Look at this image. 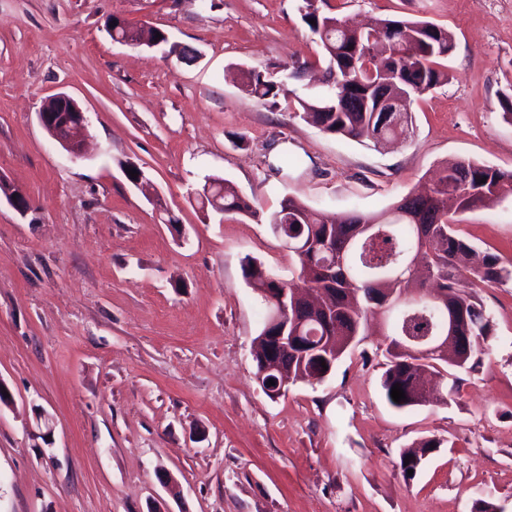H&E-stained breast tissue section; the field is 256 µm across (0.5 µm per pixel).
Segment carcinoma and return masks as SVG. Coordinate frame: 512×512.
Instances as JSON below:
<instances>
[{"mask_svg": "<svg viewBox=\"0 0 512 512\" xmlns=\"http://www.w3.org/2000/svg\"><path fill=\"white\" fill-rule=\"evenodd\" d=\"M326 0H300L298 11L322 48L324 64L322 86L305 88L295 95L300 117L322 132L346 139H366L379 145L388 137L410 134V113L405 123L396 124L379 104L376 89L384 87L391 97L413 100L448 83V69L441 61L456 49L454 34L447 28L419 19H375L364 27L352 25L340 14L323 8ZM315 24H310L309 20ZM114 27L107 28L131 46L143 42L166 44L167 37L156 38V30L129 26L111 16ZM317 64L302 62L280 77L270 72L246 69L242 90L257 99L276 98L287 81L300 82ZM486 182H480V179ZM512 194V171L505 172L470 160H454L439 171L433 187L422 198L421 206L432 216L431 236L420 237L418 224L400 215L401 197L380 213L349 212L334 220L313 211L303 203L284 199L270 224L288 220V240L300 244L295 252L296 279L284 280L247 258L242 266L246 283L258 294L276 288L293 289L297 283L326 290L324 303L336 318V328L323 327L324 315L301 327L288 321V335L300 333L320 355L290 357L283 366L269 357L256 355V377L268 395L275 387L268 380L282 378L288 370L291 381L311 380L325 373L322 365H334L360 335L369 318L382 315L389 336L417 339L406 350L389 341L387 369L381 388L387 403L398 410L423 404L419 386L436 387V399L446 401L441 391L445 379L441 367L471 371L488 349L493 324L474 288L512 280V269L499 264L493 255L484 254L457 234L448 217V200L457 210L490 206ZM206 203L200 208L216 212L239 213L253 218L259 212L244 197L230 188L226 180H210ZM423 253L424 269L411 268L410 261ZM453 306L464 327V346L444 352L426 350L422 339L446 331L448 306ZM403 389L406 399L396 403L391 397L394 385ZM444 440L429 437L401 450L399 463L403 477L407 470L418 472V461L443 445ZM409 463H403V460Z\"/></svg>", "mask_w": 512, "mask_h": 512, "instance_id": "carcinoma-1", "label": "carcinoma"}]
</instances>
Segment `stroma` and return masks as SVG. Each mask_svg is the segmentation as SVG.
Wrapping results in <instances>:
<instances>
[{"label":"stroma","mask_w":512,"mask_h":512,"mask_svg":"<svg viewBox=\"0 0 512 512\" xmlns=\"http://www.w3.org/2000/svg\"><path fill=\"white\" fill-rule=\"evenodd\" d=\"M299 0H0V512H512V280L477 295L489 353L447 402L390 407L385 332L369 323L319 383L266 395L254 340L265 309L242 275L297 259L272 230L283 198L380 212L444 162L512 171V0H328L353 20L448 28L449 80L412 104L406 139L373 147L245 94L239 72L288 70L319 48ZM117 15L169 37L113 41ZM195 53L186 63L171 45ZM89 117L83 159L37 113L58 94ZM151 182L144 194L127 164ZM225 179L259 218L203 211ZM165 204L178 226L162 223ZM463 238L512 266V195L450 211ZM442 448L413 480L403 448ZM443 439H439L436 437H429L419 440L418 442L413 443L409 448H405L400 452V469L405 479H412L417 474L418 470L421 468L422 464L418 465L417 462L424 457L426 453H432L436 448H440L443 445ZM430 444H433V447H430ZM428 454V455H429ZM406 456H409V463L405 465L404 460ZM413 469V474L408 475L407 470Z\"/></svg>","instance_id":"stroma-1"}]
</instances>
